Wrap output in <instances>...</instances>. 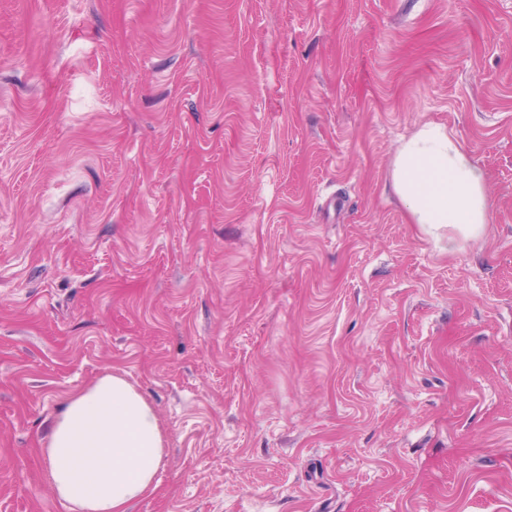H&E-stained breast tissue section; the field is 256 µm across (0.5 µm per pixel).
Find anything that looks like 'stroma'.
<instances>
[{"label": "stroma", "instance_id": "stroma-1", "mask_svg": "<svg viewBox=\"0 0 512 512\" xmlns=\"http://www.w3.org/2000/svg\"><path fill=\"white\" fill-rule=\"evenodd\" d=\"M486 173L449 251L423 124ZM116 370L169 454L131 512H512V0H0V512ZM390 180L410 223L435 238L448 229L449 251L481 240L492 224L485 171L443 125L426 123L401 144Z\"/></svg>", "mask_w": 512, "mask_h": 512}]
</instances>
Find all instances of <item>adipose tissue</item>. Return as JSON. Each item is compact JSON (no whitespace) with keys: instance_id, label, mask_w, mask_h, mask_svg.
Masks as SVG:
<instances>
[{"instance_id":"obj_1","label":"adipose tissue","mask_w":512,"mask_h":512,"mask_svg":"<svg viewBox=\"0 0 512 512\" xmlns=\"http://www.w3.org/2000/svg\"><path fill=\"white\" fill-rule=\"evenodd\" d=\"M391 188L409 218L449 250L483 238L493 212L486 174L443 125H422L397 150ZM168 441L154 405L122 374L107 373L62 404L41 450L66 512H129L153 495Z\"/></svg>"}]
</instances>
